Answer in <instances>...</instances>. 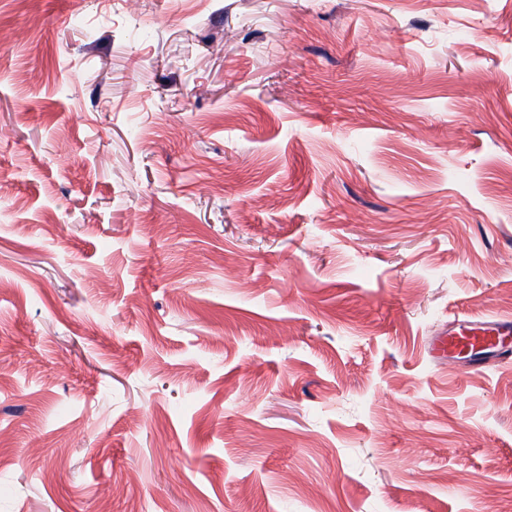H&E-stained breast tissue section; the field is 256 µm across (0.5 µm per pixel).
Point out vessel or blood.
I'll return each instance as SVG.
<instances>
[{
    "label": "vessel or blood",
    "instance_id": "vessel-or-blood-1",
    "mask_svg": "<svg viewBox=\"0 0 512 512\" xmlns=\"http://www.w3.org/2000/svg\"><path fill=\"white\" fill-rule=\"evenodd\" d=\"M511 335V317H495L481 323L460 320L450 326L443 336L431 341L429 352L438 360L468 359L476 354H495L503 340Z\"/></svg>",
    "mask_w": 512,
    "mask_h": 512
}]
</instances>
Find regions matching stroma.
<instances>
[{"instance_id":"1","label":"stroma","mask_w":512,"mask_h":512,"mask_svg":"<svg viewBox=\"0 0 512 512\" xmlns=\"http://www.w3.org/2000/svg\"><path fill=\"white\" fill-rule=\"evenodd\" d=\"M490 316L512 0H0V512H512ZM512 334L511 317H493L485 322L475 323L458 320L448 328L443 336H438L429 344L431 356L437 360L447 358H471L477 354L508 353L499 350L505 338Z\"/></svg>"}]
</instances>
